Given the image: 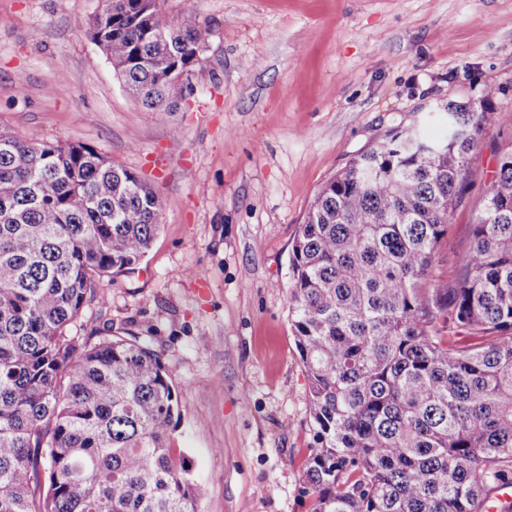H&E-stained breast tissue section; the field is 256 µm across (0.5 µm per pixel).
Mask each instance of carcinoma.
I'll return each instance as SVG.
<instances>
[{"label":"carcinoma","mask_w":512,"mask_h":512,"mask_svg":"<svg viewBox=\"0 0 512 512\" xmlns=\"http://www.w3.org/2000/svg\"><path fill=\"white\" fill-rule=\"evenodd\" d=\"M87 33L149 112L194 94L173 78L212 36L191 12L166 21L161 0H103ZM443 109L461 133L390 131L320 187L293 241L291 321L317 427L310 512H485L512 485V149L453 284L432 277L469 156L496 123L485 102ZM164 209L88 146L0 128V512H195L161 356L138 336L72 332L97 282L145 259Z\"/></svg>","instance_id":"1"}]
</instances>
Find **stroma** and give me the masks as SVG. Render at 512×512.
I'll return each instance as SVG.
<instances>
[{
    "label": "stroma",
    "mask_w": 512,
    "mask_h": 512,
    "mask_svg": "<svg viewBox=\"0 0 512 512\" xmlns=\"http://www.w3.org/2000/svg\"><path fill=\"white\" fill-rule=\"evenodd\" d=\"M101 0H0V127L85 144L166 203L131 274L103 279L82 336L151 342L180 401L177 461L197 512H309L315 445L291 324L292 243L319 188L399 126L439 137L438 103L495 125L433 260L454 279L497 157L512 146V0H163L212 29L173 111L134 108L85 29Z\"/></svg>",
    "instance_id": "stroma-1"
}]
</instances>
